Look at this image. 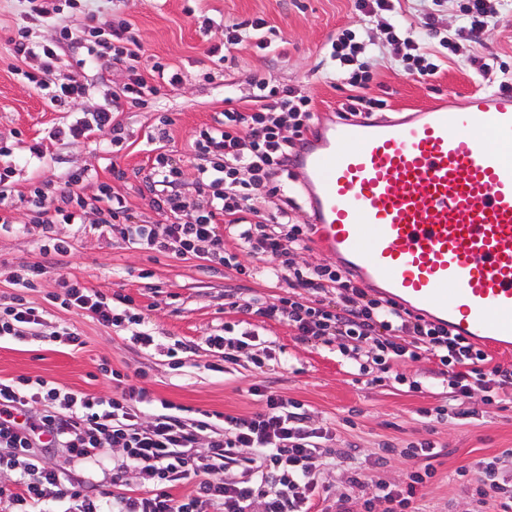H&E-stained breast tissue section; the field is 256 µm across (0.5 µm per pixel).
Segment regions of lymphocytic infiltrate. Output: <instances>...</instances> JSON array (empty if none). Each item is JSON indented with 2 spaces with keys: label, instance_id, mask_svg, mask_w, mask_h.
I'll return each mask as SVG.
<instances>
[{
  "label": "lymphocytic infiltrate",
  "instance_id": "obj_1",
  "mask_svg": "<svg viewBox=\"0 0 512 512\" xmlns=\"http://www.w3.org/2000/svg\"><path fill=\"white\" fill-rule=\"evenodd\" d=\"M60 11L56 0H42L25 14L7 42L14 57L41 59V67L22 77L55 108L70 106L89 90L76 78L60 82L54 77L68 64L70 44L81 45L78 67L110 70L118 93L97 112L52 128L49 138L71 145L108 131L113 152H120L124 136L115 113L152 104L161 84L178 85L181 77L159 61L143 69V45L121 18L105 30L89 24L78 35L64 27L54 41L35 42L34 22ZM460 12L457 35L469 40L511 13L512 0H463ZM265 27L260 18L225 24L223 41L211 45L207 54L223 63L232 49L249 41L268 49L273 40ZM386 30L390 41L404 48L400 63L407 74H435L437 66L422 51L413 26L390 23ZM329 55L335 80L353 90L342 104L344 113L369 115L382 108V100L359 93L372 78L373 63L357 34L346 32L333 40ZM253 88L250 111L225 109L218 125L196 133L192 182H185L171 155H154L145 182L161 216L158 223H134L125 198L108 183H100L96 195L84 196L90 178L85 169L68 172L54 188L31 182L26 196L30 221L42 229L44 250L67 255L71 245L52 237L53 225L80 227L92 213L96 226L117 230L125 242L148 251L195 255L235 270L245 256L262 262L266 274L292 294L274 303L257 296L242 302L230 293V310L284 321L303 343L337 344L341 355L356 361L363 376L375 364L394 383L414 390L417 382L407 381L401 368L426 358L437 364L453 400L470 399L474 386L491 375L504 400L512 403V368L491 365L486 351L454 334L447 324L373 297L338 266L301 262L312 227L298 223L300 205L289 194L288 183L296 177L294 157L317 115L298 88H279L259 77ZM228 237L236 241L237 252L226 251ZM44 273V266L33 265L15 275L18 291L10 304L0 307V339L20 338L44 326V310L24 300L25 291L35 288ZM62 305L89 313L105 326H131L133 343H155L153 334L143 329L142 314L132 298L122 296L112 304L103 294L74 283ZM264 397L263 411L225 416L223 427L216 428L167 412L143 421L141 406L154 402L143 386L122 389L105 400L62 391L40 378L0 380V468L15 473L10 488L0 487V498H8L18 512H50L55 502L66 503L65 512H310L318 489L320 443L328 433L314 424L300 403L270 391ZM35 403L42 405V412H32ZM106 446L124 456L122 464L112 468L114 490L106 499L65 471L46 467L40 457L41 452L62 448L69 457L91 459ZM130 468L140 477L134 487L125 481ZM431 476V470H415L402 483H376L359 499L339 495L336 512H418L416 488ZM181 484L191 485V492L174 495Z\"/></svg>",
  "mask_w": 512,
  "mask_h": 512
}]
</instances>
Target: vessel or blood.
I'll return each instance as SVG.
<instances>
[{
	"label": "vessel or blood",
	"instance_id": "vessel-or-blood-1",
	"mask_svg": "<svg viewBox=\"0 0 512 512\" xmlns=\"http://www.w3.org/2000/svg\"><path fill=\"white\" fill-rule=\"evenodd\" d=\"M318 246L461 336L512 345V91L334 121L296 161Z\"/></svg>",
	"mask_w": 512,
	"mask_h": 512
}]
</instances>
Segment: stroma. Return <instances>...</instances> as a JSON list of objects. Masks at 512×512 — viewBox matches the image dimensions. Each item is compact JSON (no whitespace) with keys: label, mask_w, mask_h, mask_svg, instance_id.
Listing matches in <instances>:
<instances>
[{"label":"stroma","mask_w":512,"mask_h":512,"mask_svg":"<svg viewBox=\"0 0 512 512\" xmlns=\"http://www.w3.org/2000/svg\"><path fill=\"white\" fill-rule=\"evenodd\" d=\"M461 2L445 0L436 8L431 0H397L394 19L416 25L431 62L438 66L435 75L420 80L398 66L399 51L389 42L383 19L365 22L352 0H87L84 8H67L39 22L36 30L41 39H56L64 26L83 30L91 12L102 28L117 15L136 30L147 55L172 66L183 82L176 87L161 86L150 107L116 113L125 133L120 152H113L111 135L105 132L78 145H48L46 159L32 163L29 145L46 136L63 115L12 73L15 60L6 37L27 4L25 0H0V138L18 140L16 191L9 202L15 227L0 233V304L10 303L16 292L14 272L45 260L41 230L30 225L23 198L31 181L58 184L67 171L88 170L92 178L85 187L87 195H95L100 182H112L115 191L126 197L136 222L155 223L160 216L152 195L133 172L148 165V140L159 118H171L164 150L180 161L189 177L194 174L191 142L196 130L218 120L225 106L248 108L254 77L273 86L301 89L319 118H327L349 93L347 86L328 77L332 69L328 47L342 32H355L379 48L373 78L361 93L385 100L382 115L386 118L395 117L397 110L422 107L448 94L476 88L477 63L484 57L496 56L505 67L504 72L490 75L491 84L512 76V15L476 39L459 42L470 63H461L457 53H451L449 43L458 42ZM426 10L434 13L429 28L421 25ZM198 15L212 18L209 41L215 43L224 36L226 20L254 17L274 27L280 41L272 51L252 44L234 50L222 76L209 81L205 74L213 63L205 54L209 41H202L194 21ZM114 165L128 171L127 180L113 181L110 168ZM54 235L69 241L71 251L61 265L48 269L25 298L46 310L50 326L74 329L83 345L76 348L30 337L0 341V379L40 377L63 390L105 399L117 387L144 386L158 399L180 408L185 418L194 420L205 413L218 427L225 416H246L262 409L263 401L253 388L266 383L284 399L309 410L328 430L330 449L354 454L368 484L404 480L424 464L423 459L407 457V448L432 442L438 451L431 460L435 473L417 489L426 512H475L479 507L469 472L480 461L495 462L500 475L512 478V404L486 403L484 391L478 389L469 402L470 415L462 416L457 405L447 404L446 385L428 360L402 368L408 381L418 382V390L396 387L389 381L366 384L358 381L352 360L342 356L336 345L302 343L286 323L225 310L228 290L245 299L258 295L274 301L282 296V289L264 275L249 277L221 266L211 269L194 255L145 251L125 243L107 227L80 229L58 224ZM74 282L109 299L118 294L131 296L146 327L154 332L156 346L132 343L127 327L104 326L56 306V299L64 297ZM228 323L270 342L272 357L264 368H256L244 356L223 363L220 351L210 348L208 337L223 333ZM178 340L191 343L193 349L177 363L165 349ZM442 404L447 405V412L436 414L435 406ZM118 456V450L106 448L94 460L69 461L61 451L53 450L45 453L44 463L67 468L74 479L109 493L113 490L112 464Z\"/></svg>","instance_id":"1"}]
</instances>
